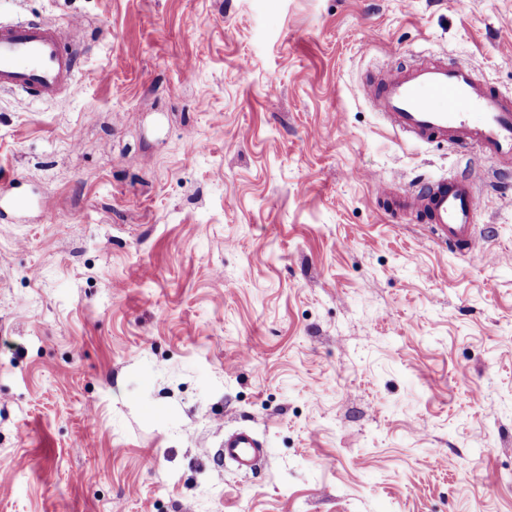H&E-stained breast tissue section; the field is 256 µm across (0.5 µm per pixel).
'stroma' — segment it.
<instances>
[{"instance_id": "1", "label": "stroma", "mask_w": 512, "mask_h": 512, "mask_svg": "<svg viewBox=\"0 0 512 512\" xmlns=\"http://www.w3.org/2000/svg\"><path fill=\"white\" fill-rule=\"evenodd\" d=\"M13 18L83 40L71 96L0 90V512H512L501 166L363 94L464 58L512 95V0H0ZM453 176L482 200L464 256L375 192ZM240 426L258 474L215 456Z\"/></svg>"}]
</instances>
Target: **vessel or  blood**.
<instances>
[{"instance_id": "1", "label": "vessel or blood", "mask_w": 512, "mask_h": 512, "mask_svg": "<svg viewBox=\"0 0 512 512\" xmlns=\"http://www.w3.org/2000/svg\"><path fill=\"white\" fill-rule=\"evenodd\" d=\"M80 31L77 22L65 31L36 19L0 22V89L47 100L73 92ZM365 96L393 130L415 141L462 152L476 148L495 155L503 168L512 167V96L479 80L466 60L385 70L367 81ZM376 194L389 201L392 213L423 215L450 250L469 251L481 200L467 178L400 193L380 182ZM263 456L262 440L244 427L226 433L217 451L219 460L242 473L254 471Z\"/></svg>"}]
</instances>
